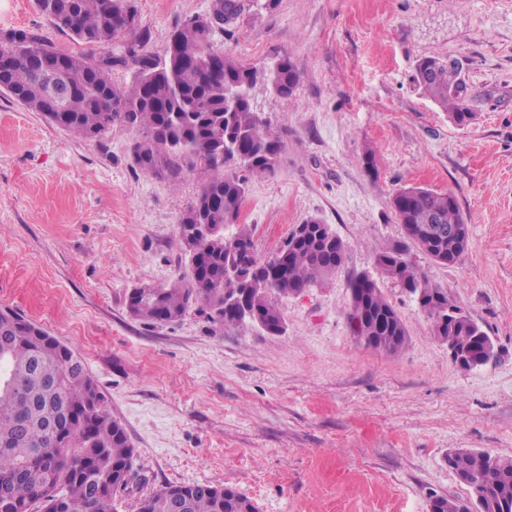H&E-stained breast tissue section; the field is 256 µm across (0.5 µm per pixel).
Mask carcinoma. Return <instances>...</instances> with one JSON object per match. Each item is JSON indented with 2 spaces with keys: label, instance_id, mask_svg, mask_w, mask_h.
<instances>
[{
  "label": "carcinoma",
  "instance_id": "obj_1",
  "mask_svg": "<svg viewBox=\"0 0 512 512\" xmlns=\"http://www.w3.org/2000/svg\"><path fill=\"white\" fill-rule=\"evenodd\" d=\"M39 11L73 40L101 49L128 33L139 32L121 54L101 57L102 67L87 66L90 56L61 53L48 41L24 30L0 32V55L8 45L7 69L0 89L32 112L83 139L100 137L120 123L139 132L132 163L140 170L177 184L183 168L200 167L204 183L195 203L177 224L181 244L190 256V275L177 278L148 296L128 295L131 315L150 324L180 320L194 305L214 324L245 332L253 323L227 305L242 287L241 277L253 275V287L264 292L256 299L260 315L275 323L282 319L276 297L293 289L315 286L345 262L341 238L329 248L318 246L321 222L310 219L308 236L286 243L289 251L269 263L246 257L254 249L252 230L239 223L248 192L247 180L227 169L233 162L253 175L273 171L282 148L256 111L251 91L256 70L226 56L224 85L205 81L199 63L215 52L212 19L195 15L173 32L164 59L145 50L147 31L139 30L133 0H36ZM62 56L68 61L58 75L61 89L70 90L62 122L46 113L40 83L29 58ZM135 70L130 86L110 79L118 67ZM415 81L460 127L474 118L459 71H448L444 57L427 56L415 67ZM300 71L287 56L267 75V85L281 99L292 97ZM398 223L408 236L375 253L388 281L424 289L420 307L438 320L453 306L448 293L429 284L409 259L413 245L434 261L448 264V243L434 233L439 228H466L455 197L423 187H404L390 200ZM196 224L210 225L211 235L194 238ZM237 225L231 236L224 227ZM348 325L369 317L374 338L366 347L397 354L404 343L382 346L380 339L399 331L407 335L398 312L378 282L364 272L351 274ZM458 325L446 335L462 343L477 329L457 310ZM448 468L472 489L473 499L442 497L448 512H512V458L489 451L455 449ZM134 469V448L124 429L112 419L104 397L81 358L41 326L0 309V503L7 512H119L117 494L126 488ZM245 497L230 487L211 484H167L145 497L139 512H239Z\"/></svg>",
  "mask_w": 512,
  "mask_h": 512
}]
</instances>
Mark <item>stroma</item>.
<instances>
[{
	"mask_svg": "<svg viewBox=\"0 0 512 512\" xmlns=\"http://www.w3.org/2000/svg\"><path fill=\"white\" fill-rule=\"evenodd\" d=\"M215 48L257 71L290 57L289 101L263 86L254 104L282 151L248 179L240 221L258 258L315 218L348 247L344 264L278 297L273 336L198 311L152 325L127 294L189 269L177 224L202 176L178 185L133 167L137 132L73 136L0 92V307L70 346L125 428L138 478L120 512L166 484L209 483L258 512H427L430 494L471 490L449 470L453 448L512 457V0H242ZM164 56L187 17L214 0H135ZM22 29L67 53L35 0H0V31ZM452 57L475 120L456 126L414 81L419 58ZM456 197L471 248L442 265L411 258L497 343L496 363L467 371L416 299L382 283L408 340L394 355L362 345L347 323L351 273L403 241L390 206L400 188Z\"/></svg>",
	"mask_w": 512,
	"mask_h": 512,
	"instance_id": "stroma-1",
	"label": "stroma"
}]
</instances>
